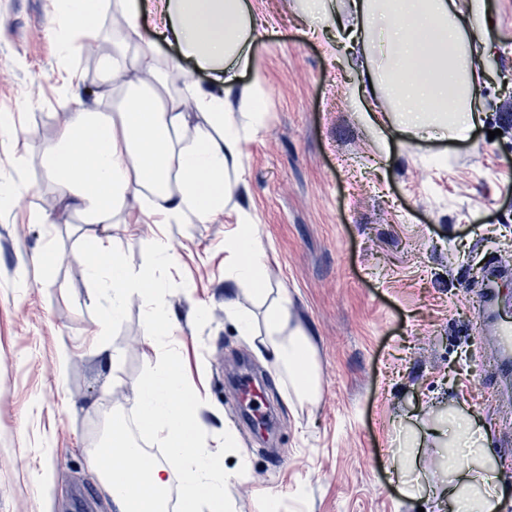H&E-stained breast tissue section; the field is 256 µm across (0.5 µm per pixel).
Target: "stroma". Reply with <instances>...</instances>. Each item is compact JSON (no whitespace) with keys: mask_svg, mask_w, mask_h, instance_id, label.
I'll return each instance as SVG.
<instances>
[{"mask_svg":"<svg viewBox=\"0 0 512 512\" xmlns=\"http://www.w3.org/2000/svg\"><path fill=\"white\" fill-rule=\"evenodd\" d=\"M266 30L255 48L259 70L240 82L260 88L259 113L240 112L244 182L221 220L143 224L129 201L108 232L126 263L151 262L160 236L176 253L168 289L170 354L203 403L195 417L210 449L230 469L224 497L232 512H258L279 495L281 512H435L427 488L448 484L445 429L469 415L489 442L484 465L504 488L512 512V370H503L488 300L512 302V266L489 277L512 250V0H491L503 52L489 56L485 108L462 140L436 128L417 141L392 113L379 128L354 111L350 96L363 53L335 51L331 20L303 0H246ZM156 13L139 20L128 55L152 50L204 88L211 71L160 41ZM56 0H0V113L17 118L0 130V175L11 177L15 146L28 150L23 194L0 207V512H115L89 465L121 419L139 448L157 447L132 411L160 355L147 338L143 305L127 303L104 343L94 345L98 310L80 254L82 225L59 204L62 193L42 164V146L66 115L65 92L99 104L97 57L59 46ZM81 79L69 85L71 69ZM388 141H381L378 129ZM252 215L267 250L265 295L254 298L225 279L224 249L238 212ZM36 214L47 224L31 223ZM52 245L65 260L41 276L33 259ZM287 300L306 332L319 397L288 396L273 359L241 336L224 304L234 301L263 327L266 308ZM71 349L64 378L56 352ZM120 368H113V354ZM233 428L235 451L224 449Z\"/></svg>","mask_w":512,"mask_h":512,"instance_id":"1","label":"stroma"}]
</instances>
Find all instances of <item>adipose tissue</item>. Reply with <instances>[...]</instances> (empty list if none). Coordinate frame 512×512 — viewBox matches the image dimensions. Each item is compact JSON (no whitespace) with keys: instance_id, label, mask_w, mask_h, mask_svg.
<instances>
[{"instance_id":"ef3b65f1","label":"adipose tissue","mask_w":512,"mask_h":512,"mask_svg":"<svg viewBox=\"0 0 512 512\" xmlns=\"http://www.w3.org/2000/svg\"><path fill=\"white\" fill-rule=\"evenodd\" d=\"M348 4L354 19L351 40L378 49L385 61L360 80L354 93L357 112L368 121L379 112L396 113L398 125L414 132L438 125L445 115L451 136L466 137L480 119L485 59L498 44L487 0ZM113 6L124 28L121 44L104 61L112 109L76 107L60 97L58 105L67 118L44 145L42 157L85 226L82 257L99 311V335H110L127 303L136 298L146 310L148 338L159 344L169 331L165 281L152 269L129 267L99 231L111 226L132 198L147 224H179L189 214L203 224L223 218L234 189L227 172L244 170L235 112L257 109L250 88L240 85L238 76L255 68L251 49L261 41L263 29L242 0H114ZM101 8L102 0H60L61 39L94 37ZM151 10L163 18L159 37L175 38L185 56L213 71L214 88L198 87L186 75L185 94L171 95V73L160 68L153 52L128 58L126 47L139 36V17ZM384 82L391 90L381 98L375 86ZM194 112L202 114V125L190 126ZM226 248L232 257L230 278L260 294L266 250L249 213L239 214ZM224 311L258 352L272 354L297 400L317 398L308 338L293 325L286 301L267 309L261 335L255 333L250 313L238 304L228 303ZM198 401L173 356L150 369L133 412L141 428L158 437L179 466L173 470L145 461L132 444L126 449L132 460L127 469L114 467L110 455H93L100 490L116 512H163L162 492L175 479L182 487L181 512H227L224 484L229 474L222 454L206 448L194 426ZM448 472L453 476L448 484L453 512H499L503 498L495 476L475 465L455 439L448 445Z\"/></svg>"}]
</instances>
